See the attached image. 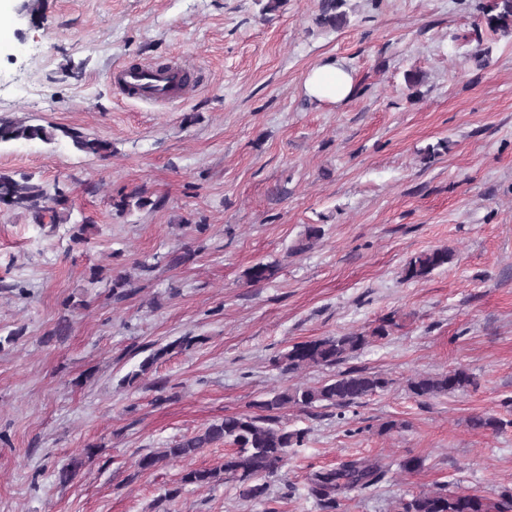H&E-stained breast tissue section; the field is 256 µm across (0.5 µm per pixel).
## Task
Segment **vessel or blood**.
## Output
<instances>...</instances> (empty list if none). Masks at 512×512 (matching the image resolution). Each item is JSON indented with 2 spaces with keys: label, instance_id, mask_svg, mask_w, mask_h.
Returning <instances> with one entry per match:
<instances>
[{
  "label": "vessel or blood",
  "instance_id": "vessel-or-blood-1",
  "mask_svg": "<svg viewBox=\"0 0 512 512\" xmlns=\"http://www.w3.org/2000/svg\"><path fill=\"white\" fill-rule=\"evenodd\" d=\"M192 81V71L179 64L161 71L154 68L127 69L117 76L118 85L138 98L168 103L181 100Z\"/></svg>",
  "mask_w": 512,
  "mask_h": 512
}]
</instances>
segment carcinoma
Wrapping results in <instances>:
<instances>
[{"label":"carcinoma","mask_w":512,"mask_h":512,"mask_svg":"<svg viewBox=\"0 0 512 512\" xmlns=\"http://www.w3.org/2000/svg\"><path fill=\"white\" fill-rule=\"evenodd\" d=\"M342 6L343 0H329L318 18L319 24L337 29L344 27L347 17L341 11ZM482 10L490 30L500 31L505 36L512 34V0H490ZM59 135L88 156H104L112 152L111 143L77 128L45 127L22 120L0 122V143L35 140L52 143ZM67 201L66 192L57 184L49 189L32 181L29 175L0 172V203L11 210L27 213L41 227L47 223L53 227L67 223L70 220ZM157 205L158 202L151 200L143 191L122 196L114 202V207L121 214L134 208ZM452 260L453 253L447 248L422 252L405 267L404 278L425 279ZM275 272L274 265L259 262L248 269L247 278L259 284L271 279ZM367 343L368 337L361 333L297 343L283 354L281 362L289 371L309 366L332 367L360 351ZM474 384L473 376L458 367L437 374H419L408 380L407 389L415 397L428 400L463 391ZM389 385L390 380L380 374L354 369L334 374L316 386L287 388L256 401V413L226 416L223 421L176 442L160 455H142L138 468L151 471L163 460L179 461L222 440L231 445L232 450L224 454L220 468H190L184 472L181 482L205 486L222 474L225 481L236 484L242 497L262 501L268 496V484L263 479L276 475L305 440V432L291 431L280 425L276 416L279 410L288 404L303 408L316 405L349 407L387 390ZM470 425L476 430L498 431L504 422L499 418L479 415L470 419ZM389 470L390 466L369 459H347L334 468L312 474L308 495L317 501L323 512H338L349 494L377 486L385 480ZM395 512H512V490H504L499 500L492 502L475 490L451 489L443 484L408 500H398Z\"/></svg>","instance_id":"carcinoma-1"}]
</instances>
